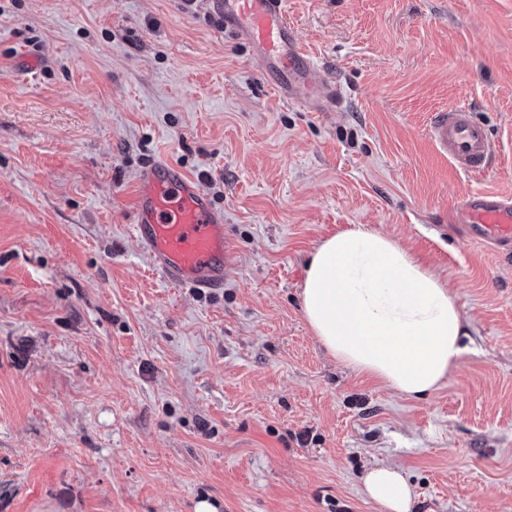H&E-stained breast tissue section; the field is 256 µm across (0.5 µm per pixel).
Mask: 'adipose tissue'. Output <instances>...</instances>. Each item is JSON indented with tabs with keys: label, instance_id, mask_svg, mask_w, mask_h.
<instances>
[{
	"label": "adipose tissue",
	"instance_id": "adipose-tissue-1",
	"mask_svg": "<svg viewBox=\"0 0 512 512\" xmlns=\"http://www.w3.org/2000/svg\"><path fill=\"white\" fill-rule=\"evenodd\" d=\"M304 317L326 351L346 367L422 397L469 353L456 292L393 239L352 228L321 242L301 288ZM384 512H410L401 469L376 465L362 477Z\"/></svg>",
	"mask_w": 512,
	"mask_h": 512
}]
</instances>
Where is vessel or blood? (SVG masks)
<instances>
[{
    "label": "vessel or blood",
    "mask_w": 512,
    "mask_h": 512,
    "mask_svg": "<svg viewBox=\"0 0 512 512\" xmlns=\"http://www.w3.org/2000/svg\"><path fill=\"white\" fill-rule=\"evenodd\" d=\"M224 29L252 49L261 72L277 73L278 95L297 97L300 88L323 86L321 69L303 51L288 19L286 0H216ZM435 147L465 174L493 165L495 149L485 126L464 105L436 113L429 127ZM452 223L471 240L512 251V196L476 191L454 208ZM133 234L163 281L214 294L224 287V269L234 254L224 236V213L203 182L179 165L159 160L143 168L134 195Z\"/></svg>",
    "instance_id": "vessel-or-blood-1"
}]
</instances>
